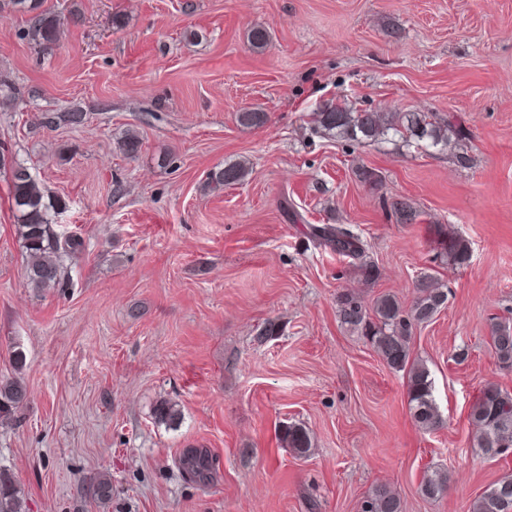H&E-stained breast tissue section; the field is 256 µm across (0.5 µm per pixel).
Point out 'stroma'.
<instances>
[{
  "label": "stroma",
  "instance_id": "1",
  "mask_svg": "<svg viewBox=\"0 0 512 512\" xmlns=\"http://www.w3.org/2000/svg\"><path fill=\"white\" fill-rule=\"evenodd\" d=\"M42 6L61 18L48 51L29 14L0 19V156L28 167L59 205L57 231L83 247L64 263L69 288H28L0 168V378L29 395L21 422L0 426V469L32 512H358L381 483L404 512H470L512 475V453L484 454L467 419L485 383L512 392L488 343L491 317H512V0ZM331 101L432 113L463 135L444 150L353 149L308 124ZM70 108L83 125H40ZM246 109L267 122L241 126ZM130 131L133 157L120 148ZM241 160L242 184L211 185ZM401 198L419 223L396 222ZM313 224L353 225L378 279L360 280ZM439 224L469 242L467 264L435 263ZM424 273L448 290L412 340L446 421L431 433L410 415L404 374L337 316L348 289L411 302ZM268 321L281 333L259 339ZM163 399L178 424L154 422ZM291 423L309 431L308 456L281 443ZM189 444L218 457L208 486L178 467ZM433 471L450 480L429 499L419 487ZM102 473L105 505L84 493Z\"/></svg>",
  "mask_w": 512,
  "mask_h": 512
}]
</instances>
